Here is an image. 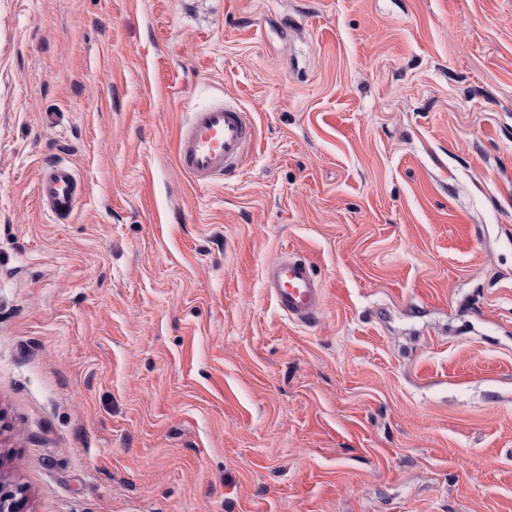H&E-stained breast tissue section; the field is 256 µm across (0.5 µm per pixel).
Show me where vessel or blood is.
<instances>
[{
  "instance_id": "b4317fda",
  "label": "vessel or blood",
  "mask_w": 512,
  "mask_h": 512,
  "mask_svg": "<svg viewBox=\"0 0 512 512\" xmlns=\"http://www.w3.org/2000/svg\"><path fill=\"white\" fill-rule=\"evenodd\" d=\"M255 139L250 113L219 103L189 113L173 150L184 173L197 185L207 186L234 173ZM37 194L48 214H70L78 199L74 171L61 163L44 167ZM266 286L279 310L294 320L310 321L321 308L323 290L304 257L289 253L269 263Z\"/></svg>"
}]
</instances>
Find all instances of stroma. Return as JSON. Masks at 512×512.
<instances>
[{
	"label": "stroma",
	"mask_w": 512,
	"mask_h": 512,
	"mask_svg": "<svg viewBox=\"0 0 512 512\" xmlns=\"http://www.w3.org/2000/svg\"><path fill=\"white\" fill-rule=\"evenodd\" d=\"M217 101L256 143L201 188L173 139ZM285 251L311 322L264 286ZM0 479L29 512H512V0H0ZM37 194L48 214L56 217L70 214L78 199L74 171L62 163L44 167L37 181ZM266 286L279 310L294 320L308 322L321 308L323 290L304 257L289 253L269 263Z\"/></svg>",
	"instance_id": "stroma-1"
}]
</instances>
